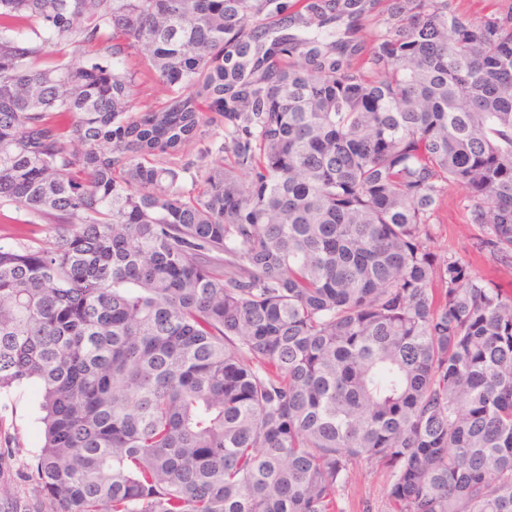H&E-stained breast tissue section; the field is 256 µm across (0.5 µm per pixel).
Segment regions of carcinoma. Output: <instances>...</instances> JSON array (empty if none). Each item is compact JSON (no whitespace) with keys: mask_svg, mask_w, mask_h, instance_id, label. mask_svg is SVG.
I'll return each mask as SVG.
<instances>
[{"mask_svg":"<svg viewBox=\"0 0 512 512\" xmlns=\"http://www.w3.org/2000/svg\"><path fill=\"white\" fill-rule=\"evenodd\" d=\"M370 6L0 0V203L52 232L0 245L32 512H342L361 464L393 512H512V289L430 231L461 185L512 263V16L383 0L365 52ZM131 50L168 92L135 115ZM209 116L217 118L216 124L204 127L201 134L189 143L177 156L176 162L179 182L186 191L203 185L209 169L215 161L224 160V119L209 112ZM196 183V187H195Z\"/></svg>","mask_w":512,"mask_h":512,"instance_id":"cac0c4a2","label":"carcinoma"}]
</instances>
